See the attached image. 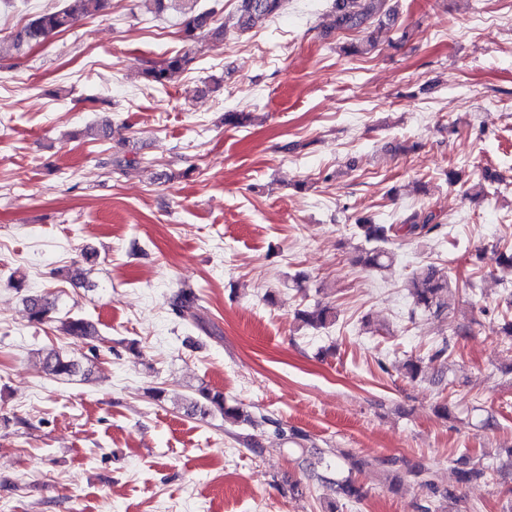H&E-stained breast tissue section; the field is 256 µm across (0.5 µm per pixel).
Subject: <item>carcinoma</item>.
Returning a JSON list of instances; mask_svg holds the SVG:
<instances>
[{
	"mask_svg": "<svg viewBox=\"0 0 512 512\" xmlns=\"http://www.w3.org/2000/svg\"><path fill=\"white\" fill-rule=\"evenodd\" d=\"M109 0H65L62 8L44 12L18 30L14 36L17 48L37 45L52 34L71 30L82 18L102 16ZM285 0H236V24L242 31L252 30L265 24L279 14ZM387 0H334L333 26L338 31H352L362 38L341 47L347 55H369L376 50L372 36L366 34L373 22L394 25L396 10L385 8ZM182 37L192 41L198 33L205 32L215 43L224 41V26L214 25L213 12L198 11L185 14L182 21ZM193 58L187 53H177L144 72L151 86H164L176 73L187 69ZM441 224L431 212H413L399 224H378L371 217H361L355 224V234L363 241L353 258L356 265L366 270H382L393 264L394 252L389 245L400 237L425 238L438 231ZM413 299L411 314L420 311L435 317L448 314L454 306V295L448 275L435 265H426L415 272L408 281ZM202 298L193 288L182 287L171 298L172 310L182 319L195 324L201 322ZM29 322L45 324L58 322V330L75 339L94 341L98 338L96 327L77 316H55L56 305L45 295H28L24 298ZM336 309L327 303L317 302L295 312V319L314 330L325 329L336 322ZM508 351L512 352V314L504 311L501 323L494 329ZM41 364L45 372L57 379L74 376L79 367L60 351L50 348L41 351ZM190 411L203 418L220 415L224 421L250 427L271 426L281 439L298 447L309 440L307 434L288 427L265 414H252L237 403L227 399L224 392L209 386L195 389L189 399ZM318 464L322 472L313 476L320 482H329L336 487V501L327 504L323 512H341L348 503H360L367 498L368 491L358 481L357 474L370 467L380 468L387 476V489L396 491L406 482L416 483L429 492L428 499L417 505V512H453L457 504L456 488L439 489L433 478V470L422 462H411L397 457H358L338 450L319 452ZM457 484L486 483L493 479L494 469L463 453L454 460Z\"/></svg>",
	"mask_w": 512,
	"mask_h": 512,
	"instance_id": "1",
	"label": "carcinoma"
}]
</instances>
